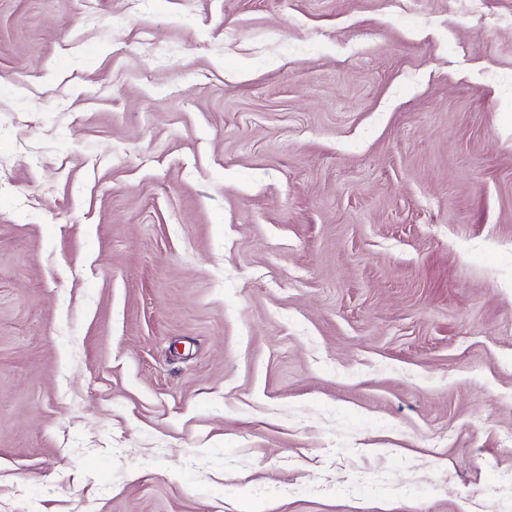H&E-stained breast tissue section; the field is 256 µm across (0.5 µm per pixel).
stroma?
Returning a JSON list of instances; mask_svg holds the SVG:
<instances>
[{
	"instance_id": "1",
	"label": "stroma",
	"mask_w": 512,
	"mask_h": 512,
	"mask_svg": "<svg viewBox=\"0 0 512 512\" xmlns=\"http://www.w3.org/2000/svg\"><path fill=\"white\" fill-rule=\"evenodd\" d=\"M0 512H512V0H0Z\"/></svg>"
}]
</instances>
